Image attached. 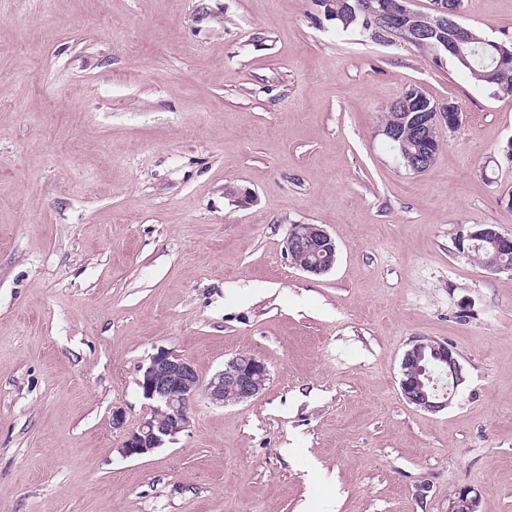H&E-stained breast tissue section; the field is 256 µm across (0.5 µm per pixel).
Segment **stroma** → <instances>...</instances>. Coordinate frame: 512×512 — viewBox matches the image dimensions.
Returning <instances> with one entry per match:
<instances>
[{
  "instance_id": "obj_1",
  "label": "stroma",
  "mask_w": 512,
  "mask_h": 512,
  "mask_svg": "<svg viewBox=\"0 0 512 512\" xmlns=\"http://www.w3.org/2000/svg\"><path fill=\"white\" fill-rule=\"evenodd\" d=\"M460 21L512 34V0ZM414 85L464 111L422 173L380 132ZM511 147L512 97L319 0H0V512H512V272L456 249L512 235ZM417 337L463 366L439 413L399 390ZM160 348L270 380L127 458ZM285 251L292 258L300 251H308L314 259L299 269L311 275L329 272L336 263V242L319 224H294L285 240ZM509 239L503 236L498 230H481V231H474L469 233V235L466 237V239L469 240V244L467 245V248H470L472 250H467V252L464 249H459L457 246V250L460 253L467 254L470 256L474 261L479 263L480 265L485 266V262L489 260V258L492 255L493 247L490 244H487L485 248L475 250L481 247L483 241L490 240L491 244L495 246L496 248H499L498 240L499 239ZM475 250V251H474ZM480 492L472 486H463L456 490L449 503V512H479Z\"/></svg>"
}]
</instances>
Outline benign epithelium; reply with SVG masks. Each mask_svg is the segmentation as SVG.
<instances>
[{"label":"benign epithelium","instance_id":"1","mask_svg":"<svg viewBox=\"0 0 512 512\" xmlns=\"http://www.w3.org/2000/svg\"><path fill=\"white\" fill-rule=\"evenodd\" d=\"M409 123L416 139L426 144L435 139L442 127L459 126L462 113L457 105L431 102L412 87L402 96ZM503 235L496 230L469 233L468 248L475 250L482 242L498 246ZM285 251L293 256L300 251L313 254L302 271L311 275L329 272L336 263V242L318 224H294L285 240ZM270 380L265 361L250 353H239L224 363V368L204 379L194 363L169 349H159L141 367L138 387L151 407L150 417L133 429L124 428L125 414L112 412V427L124 430L121 451L127 458L140 459L152 454L191 426L189 407L197 395L222 407L248 402L259 395ZM463 367L458 353L446 341L418 338L409 344L400 363L399 387L404 399L422 410L436 413L447 409L463 382ZM480 492L472 486L456 490L449 512H478Z\"/></svg>","mask_w":512,"mask_h":512}]
</instances>
